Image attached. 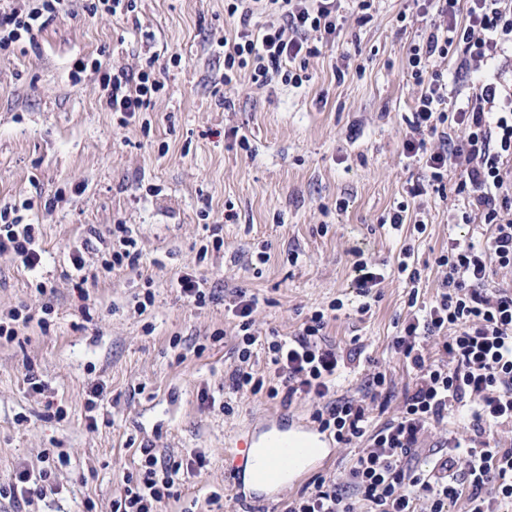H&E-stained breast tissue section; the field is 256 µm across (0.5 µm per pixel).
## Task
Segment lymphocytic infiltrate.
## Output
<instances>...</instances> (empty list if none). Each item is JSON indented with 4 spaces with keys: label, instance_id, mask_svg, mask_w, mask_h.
I'll return each mask as SVG.
<instances>
[{
    "label": "lymphocytic infiltrate",
    "instance_id": "f902f5d3",
    "mask_svg": "<svg viewBox=\"0 0 512 512\" xmlns=\"http://www.w3.org/2000/svg\"><path fill=\"white\" fill-rule=\"evenodd\" d=\"M68 6L69 0H9L0 8V49L33 39ZM422 9L429 31L407 56L420 94L403 147L406 158L422 162L424 178L409 194L443 188L449 172H457L455 193L471 199L490 234L478 243L449 239L436 257L444 273L441 292L413 311L393 339L396 353L415 372L413 389L398 413L376 429L365 402L334 396L336 379L353 358L322 344L321 334L341 302L313 311L295 336L263 338L255 330L258 297L238 292L231 307L240 362L230 375L233 391L262 392L288 404L320 402L313 420L322 431L346 445L366 443L345 481L316 477L284 512H355L356 494L371 512H415L421 500L430 512H449L461 499L467 512H512V448L498 440L499 433L512 432V289L491 280L492 269L512 271V0H466L462 12L457 0H422ZM224 10L238 20L233 39L223 43L228 85L246 71L260 87L276 79L301 87L317 41L335 38L345 22L341 0H226ZM257 14L279 21L256 30L251 20ZM452 51L461 70L481 73L477 92L449 94L447 77L433 64ZM101 87L107 109L125 125L147 111L165 82L154 65L136 72L118 66L105 69ZM111 236L103 272L136 267L141 254L128 225H114ZM2 255L30 270L42 263L39 228L14 206L0 207ZM258 348L269 360L262 374L247 368ZM459 408L468 412L467 436L422 450L425 432ZM140 454L112 512H161L177 497V480L206 465L202 453L184 460L146 445ZM51 475L48 465L20 470L13 482L0 484V499L20 504L46 496L55 490Z\"/></svg>",
    "mask_w": 512,
    "mask_h": 512
}]
</instances>
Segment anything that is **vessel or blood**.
<instances>
[{
	"mask_svg": "<svg viewBox=\"0 0 512 512\" xmlns=\"http://www.w3.org/2000/svg\"><path fill=\"white\" fill-rule=\"evenodd\" d=\"M259 423V429L239 445L233 487L238 497L262 503L280 495L291 482L279 462L311 467L319 460L318 449L329 447L330 440L319 428L293 419L284 410L265 413Z\"/></svg>",
	"mask_w": 512,
	"mask_h": 512,
	"instance_id": "1",
	"label": "vessel or blood"
}]
</instances>
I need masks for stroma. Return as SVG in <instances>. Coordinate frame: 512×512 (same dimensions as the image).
I'll list each match as a JSON object with an SVG mask.
<instances>
[{
  "mask_svg": "<svg viewBox=\"0 0 512 512\" xmlns=\"http://www.w3.org/2000/svg\"><path fill=\"white\" fill-rule=\"evenodd\" d=\"M87 2L73 0L35 44L0 51V206L34 201L44 251L34 272L0 256V311L54 308L48 331L32 325L0 343V484L20 468L40 469L43 452L70 457L52 475L57 494L20 506L0 501V512H111L147 443L208 460L163 512H242L230 453L273 402L229 391L238 327L228 306L237 291L259 297L262 334L294 335L307 314L341 301L325 340L361 356L336 394L362 396L369 374L385 367L393 397L371 414L379 426L412 386L391 351L410 298L435 299L443 278L435 259L449 238L487 236L478 210L453 188L408 194L423 169L403 149L418 97L406 61L426 22L418 0H377L362 25L346 0L340 35L306 60L309 82L260 88L245 72L224 83L218 42L237 27L224 0H139L134 13L92 17ZM151 58L166 86L143 123L120 126L105 109L100 71L77 83L69 77L80 60L136 71ZM403 201L410 223L384 225ZM416 219L424 234L414 233ZM119 222L138 240L139 267L100 278L80 298L70 249ZM215 232L223 246L197 264L202 240ZM408 245L421 272L414 291L396 271ZM358 250L388 268L364 313L353 283ZM192 271L213 290L202 308L177 288ZM37 279L46 294L36 292ZM147 282L155 303L140 314L134 300ZM30 371L42 392L30 388ZM227 401L233 413L224 412ZM215 490L223 498L212 505Z\"/></svg>",
  "mask_w": 512,
  "mask_h": 512,
  "instance_id": "35a3bbf8",
  "label": "stroma"
}]
</instances>
